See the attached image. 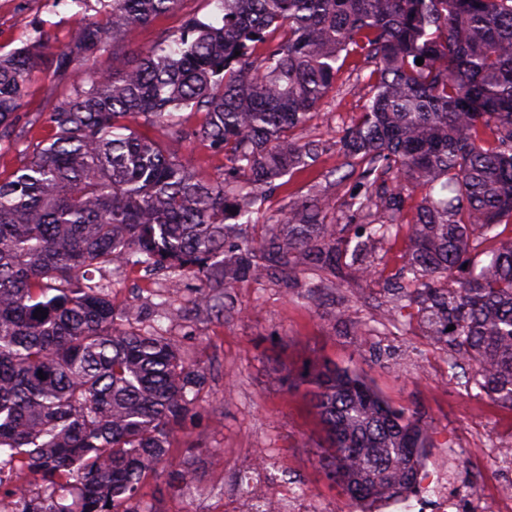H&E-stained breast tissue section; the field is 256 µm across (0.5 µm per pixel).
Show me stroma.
I'll list each match as a JSON object with an SVG mask.
<instances>
[{
	"instance_id": "1",
	"label": "stroma",
	"mask_w": 512,
	"mask_h": 512,
	"mask_svg": "<svg viewBox=\"0 0 512 512\" xmlns=\"http://www.w3.org/2000/svg\"><path fill=\"white\" fill-rule=\"evenodd\" d=\"M220 18L214 0H181L175 12L138 28L117 54L88 62V70H121L178 29L188 15ZM41 17L55 26L59 42L85 15L72 0H0V49L19 47L27 38L25 20ZM360 68L346 64L318 114L299 132L318 141L322 154L304 171L289 174L259 214L260 220L287 213L291 202L312 187L335 200L358 188V175L338 179L344 158L341 131L361 112L367 90ZM407 246L406 234L384 244L378 277L352 281L337 266L333 285L308 296L303 283L276 277L235 283L231 296L238 315L218 319L195 311L197 283L189 281L176 297L173 315L162 320L167 335L182 341L204 368L206 384L199 413L174 434L157 473L148 475L144 500L155 512H225L239 478L250 476L256 457L272 464V476L305 490L313 512H350L349 497L328 474L326 428L313 406L310 385L297 381L308 365L332 363L357 370L397 409L418 412L428 429L423 479H448L449 497L468 512L470 496L492 498L499 483L498 451L512 448V406L487 398L461 371L450 370L440 345L412 326L380 325L379 304L394 283ZM116 303L155 302L163 288L156 273L134 267L114 277ZM349 321H340L339 309ZM370 325V336H355L352 322ZM190 467L197 489L171 487L169 473Z\"/></svg>"
}]
</instances>
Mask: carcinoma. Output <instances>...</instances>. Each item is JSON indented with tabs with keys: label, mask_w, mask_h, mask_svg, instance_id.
Returning <instances> with one entry per match:
<instances>
[{
	"label": "carcinoma",
	"mask_w": 512,
	"mask_h": 512,
	"mask_svg": "<svg viewBox=\"0 0 512 512\" xmlns=\"http://www.w3.org/2000/svg\"><path fill=\"white\" fill-rule=\"evenodd\" d=\"M70 2L96 16L63 48L34 18L23 46L0 51V150L24 156L0 178V473L41 480L15 488L19 512H155L141 482L197 407L204 369L153 326L166 303L116 305L109 271L145 266L170 288L192 276L200 310L222 317L243 278L295 281L339 262L374 277L378 246L406 224L405 287L385 321L415 311L451 366L475 367L479 389L512 405V237L498 232L512 223V0H216L221 23L192 16L135 65L50 101L39 117L51 135L36 140L19 118L45 61L66 80L181 0ZM361 57L369 96L341 142L363 186L343 207L366 223L343 235L316 188L248 237L283 178L318 161L319 144L294 131ZM186 109L202 115L190 130ZM192 138L224 153L223 177H197ZM300 379L354 512L417 488L428 434L416 412L348 367Z\"/></svg>",
	"instance_id": "cac0c4a2"
}]
</instances>
